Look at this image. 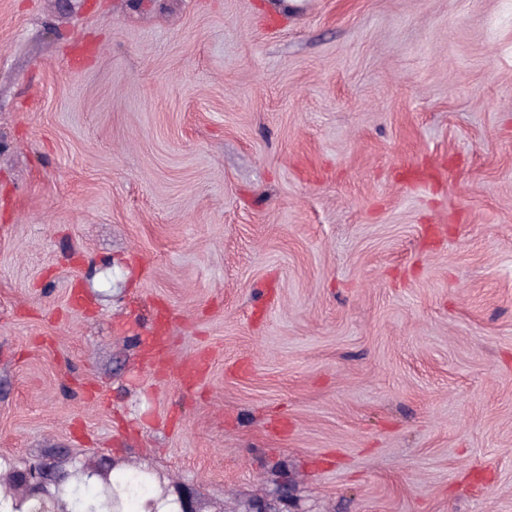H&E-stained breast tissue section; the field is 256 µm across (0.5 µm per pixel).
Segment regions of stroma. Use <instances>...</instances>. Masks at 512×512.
Wrapping results in <instances>:
<instances>
[{
	"instance_id": "stroma-1",
	"label": "stroma",
	"mask_w": 512,
	"mask_h": 512,
	"mask_svg": "<svg viewBox=\"0 0 512 512\" xmlns=\"http://www.w3.org/2000/svg\"><path fill=\"white\" fill-rule=\"evenodd\" d=\"M62 456L512 512V0H0V495Z\"/></svg>"
}]
</instances>
